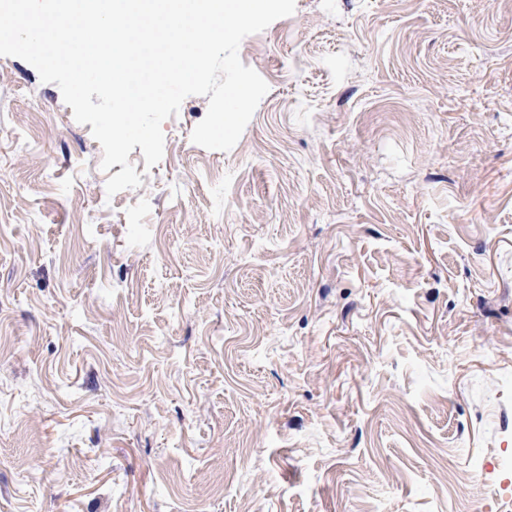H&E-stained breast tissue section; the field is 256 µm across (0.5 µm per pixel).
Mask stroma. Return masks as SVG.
Segmentation results:
<instances>
[{"label":"stroma","instance_id":"35a3bbf8","mask_svg":"<svg viewBox=\"0 0 512 512\" xmlns=\"http://www.w3.org/2000/svg\"><path fill=\"white\" fill-rule=\"evenodd\" d=\"M235 147L0 56V512H512V0H296Z\"/></svg>","mask_w":512,"mask_h":512}]
</instances>
